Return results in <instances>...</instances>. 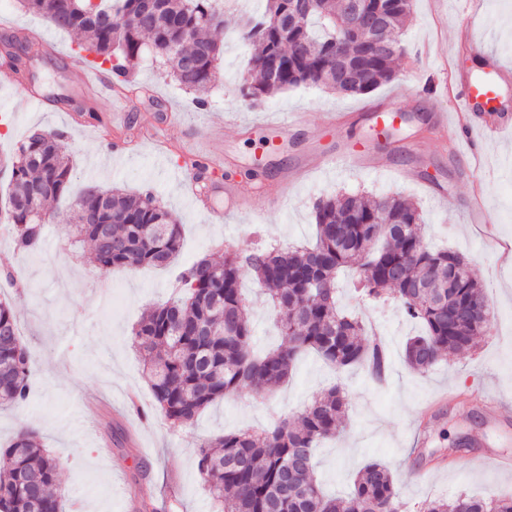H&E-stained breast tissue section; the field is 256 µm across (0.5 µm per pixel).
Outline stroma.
<instances>
[{
  "mask_svg": "<svg viewBox=\"0 0 512 512\" xmlns=\"http://www.w3.org/2000/svg\"><path fill=\"white\" fill-rule=\"evenodd\" d=\"M263 7L262 0H241L225 10L215 33L222 53L207 93L210 105L201 111L193 92L148 55L133 86L92 92L69 70L78 50L75 34L55 29L19 0H0V41L27 36L41 51L27 92L0 84V200L10 180L3 161L31 133L65 132L75 150L68 193L45 205L40 257L16 253L11 238L0 234V265L12 271L11 278L0 277V300L12 307L35 359L29 401L0 407V449L20 428L36 429L59 460L67 512H139L143 501L157 512H217L199 482V441L240 428L262 430L273 416L296 415L336 385L347 399L345 419L335 439L319 448L316 464L328 493L347 495L358 471L379 460L391 466L405 512H423L441 495L511 496L512 471L469 468L445 451L462 442L471 457L512 456V260L502 256L503 247L512 246V177L502 174L512 131L483 145L477 171L456 136L442 135L439 126L443 115L457 110L456 82L471 76L462 31L512 69V0H413L392 82L358 96L300 86L251 101L240 93L253 76L251 51L237 27L242 14ZM396 93L405 120L400 135L381 147L376 116ZM285 115L300 121L288 136L265 127L266 119ZM213 125L223 128L215 146L224 165L221 172H205L206 182L256 183L263 193L280 195L276 206L217 224L191 203V172L183 161L190 144L203 141ZM112 142L122 144V157L110 155ZM361 155L385 156L391 168L376 173L359 165ZM331 156L348 160L344 172L325 173L322 161ZM408 167L417 181L402 177ZM90 184L152 191L183 228V264L217 257L222 249L245 252L259 241L285 248L313 241L314 206L329 193L408 197L420 210L427 244L470 259L492 309L487 331L476 348L417 372L404 348L419 324L394 302L359 300L343 275L339 305L375 324L387 345L383 382L358 368L331 369L311 353L265 396L241 388L192 426L172 431L154 407L131 330L145 311L173 297V275L153 268L103 275L90 253L67 245L60 220ZM242 286L256 347L279 343L261 286L248 272ZM131 391L139 399L135 409L126 404Z\"/></svg>",
  "mask_w": 512,
  "mask_h": 512,
  "instance_id": "obj_1",
  "label": "stroma"
}]
</instances>
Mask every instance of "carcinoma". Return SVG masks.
<instances>
[{
    "label": "carcinoma",
    "instance_id": "1",
    "mask_svg": "<svg viewBox=\"0 0 512 512\" xmlns=\"http://www.w3.org/2000/svg\"><path fill=\"white\" fill-rule=\"evenodd\" d=\"M54 27L81 34L79 48L110 65L127 84L138 60L152 55L181 86L207 105L220 56L208 30L219 21V0H19ZM246 17L239 37L254 47L255 80L241 87L251 100L310 85L343 95L367 94L392 81L402 52L397 34L412 13L400 0L382 16L376 35L349 25L342 0H312L301 24L288 25L299 0H264ZM5 231L16 248L40 254L44 203L63 196L71 180L65 135L37 133L8 160ZM65 226L69 244L88 240L100 272L114 267H168L176 259L182 225L150 192L90 188ZM315 241L284 251L265 243L224 261L204 257L182 268L181 296L143 317L133 331L154 404L172 427L193 425L216 400L246 385L259 394L288 380L298 358L312 350L337 369L385 375L388 352L362 319L337 305V275L356 271L363 300L391 292L423 332L407 340V364L426 371L451 352L468 350L484 333L489 305L469 260L433 250L420 234L417 206L401 196L341 192L315 205ZM251 271L277 311L283 340L263 354L252 347V326L239 280ZM32 355L22 343L11 306L0 301V403L25 401ZM345 397L336 386L306 404L295 418L279 417L260 432L238 431L201 440L198 475L224 512H401L391 470L367 463L345 498L327 495L315 473L316 448L336 436ZM0 468V512H61L56 458L38 434L21 428L5 448ZM424 512H512V498L459 495L437 498Z\"/></svg>",
    "mask_w": 512,
    "mask_h": 512
}]
</instances>
